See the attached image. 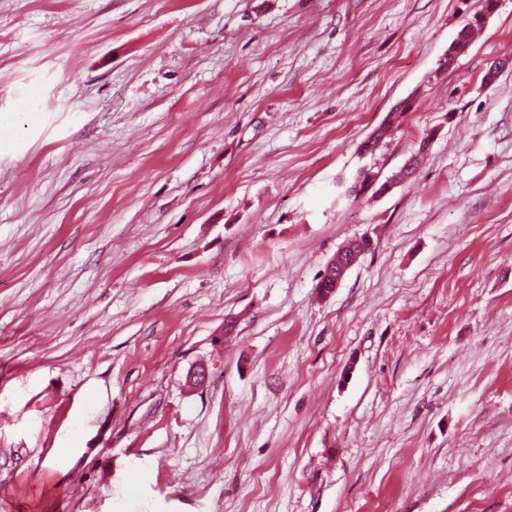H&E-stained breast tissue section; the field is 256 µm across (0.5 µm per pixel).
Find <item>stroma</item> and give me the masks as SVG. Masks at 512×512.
<instances>
[{"mask_svg":"<svg viewBox=\"0 0 512 512\" xmlns=\"http://www.w3.org/2000/svg\"><path fill=\"white\" fill-rule=\"evenodd\" d=\"M479 6L0 0V512H512V0L438 68Z\"/></svg>","mask_w":512,"mask_h":512,"instance_id":"obj_1","label":"stroma"}]
</instances>
